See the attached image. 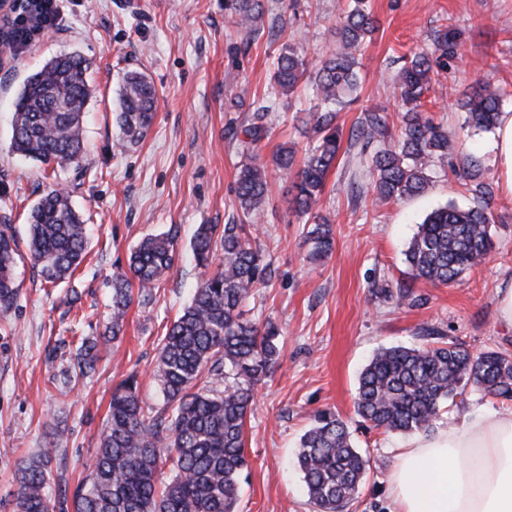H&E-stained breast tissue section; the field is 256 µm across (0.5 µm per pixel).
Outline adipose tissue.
I'll list each match as a JSON object with an SVG mask.
<instances>
[{
    "instance_id": "1",
    "label": "adipose tissue",
    "mask_w": 512,
    "mask_h": 512,
    "mask_svg": "<svg viewBox=\"0 0 512 512\" xmlns=\"http://www.w3.org/2000/svg\"><path fill=\"white\" fill-rule=\"evenodd\" d=\"M389 496L392 512H512V410L410 440Z\"/></svg>"
}]
</instances>
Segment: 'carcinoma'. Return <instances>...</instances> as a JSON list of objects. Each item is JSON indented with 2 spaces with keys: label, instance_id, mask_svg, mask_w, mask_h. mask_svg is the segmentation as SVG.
<instances>
[{
  "label": "carcinoma",
  "instance_id": "obj_1",
  "mask_svg": "<svg viewBox=\"0 0 512 512\" xmlns=\"http://www.w3.org/2000/svg\"><path fill=\"white\" fill-rule=\"evenodd\" d=\"M233 23L246 40L264 25L263 0H225ZM376 19L369 0H350L336 25L338 46L317 63L303 49L283 46L272 75V91L256 100L249 123L232 131L247 153L235 193L237 214L227 223L201 224L191 242L196 266L202 269L191 302L167 327L159 340L153 377L164 404L143 405L137 375L132 373L112 391L109 415L99 435L90 472L78 483L72 499L52 503L45 494L51 478L45 448L36 461L19 468L17 512H236L245 453V422L255 386L269 376L279 358L278 327L244 317V307L256 288L271 279L270 264L251 239L250 226L262 216L269 191L267 162L255 150L269 133L266 119L272 100L294 94L302 79L312 83L316 104L308 124L314 144L303 165L295 166V150L280 147L275 166L293 174L289 204L311 220L304 236L307 259L327 257L333 249L328 219L316 210L327 178L341 150L338 111L351 102L358 85V58ZM439 56L415 52L403 57L394 92L401 102L399 133H392L387 113L365 110L351 131V139L367 149L384 147L367 160L374 183V200L417 196L430 182L436 159L448 155V131L425 116L433 89L434 69L446 67L454 32L436 31ZM90 64L79 54H61L32 73L17 94L11 148L46 166L64 168L82 158L84 110L92 95ZM158 94L141 73L127 75L120 94L117 123L123 141H139L156 112ZM502 91L489 83L457 101L469 126L490 131L501 112ZM477 204L467 209L452 204L432 210L406 250L411 280L449 285L481 263L493 249L488 227L494 221V188L481 164L472 160L463 169ZM28 259L51 284L71 278L88 255V227L69 195L51 186L29 214ZM12 225L0 224V319L15 308L19 284L15 267L20 257ZM223 261L212 266L217 250ZM175 236L163 233L143 239L131 252L129 272L112 282V338L120 335L133 301L132 282L142 291L155 287L176 260ZM425 342L395 345L378 351L358 378L355 413L374 428L399 434L426 433L444 404L467 393L512 401V353L487 350L474 354L457 341H441L435 328L421 330ZM96 344L82 342L74 362L61 372L68 386L95 372ZM170 476L158 486L162 467ZM298 467L318 512H342L358 492L370 458L355 447L347 424L332 412L315 415L302 435Z\"/></svg>",
  "mask_w": 512,
  "mask_h": 512
}]
</instances>
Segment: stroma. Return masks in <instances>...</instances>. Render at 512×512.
<instances>
[{"label":"stroma","mask_w":512,"mask_h":512,"mask_svg":"<svg viewBox=\"0 0 512 512\" xmlns=\"http://www.w3.org/2000/svg\"><path fill=\"white\" fill-rule=\"evenodd\" d=\"M379 28L357 58V100L339 112L342 150L327 179L319 210L332 223L334 249L309 263L301 241L305 220L290 210L292 179L269 167L262 220L252 232L271 265L272 279L245 309L247 318L277 325L280 359L259 385L245 426L250 462L237 512H316L296 465L301 436L316 413L330 410L355 425L356 445L372 468L343 512H387L388 479L407 436L357 428L358 377L382 347L419 343L433 325L471 352H512V327L498 313L497 292L512 284V197L496 192L494 244L489 258L448 286L410 282L404 252L425 216L452 202L473 205L460 177L477 158L497 181L495 136L465 124L455 102L488 81L503 92L512 113V0H370ZM348 0H264V28L251 45L224 10V0H62L55 29L44 31L0 62V216L8 215L19 246H26L31 206L53 183L67 188L73 206L89 218L86 261L66 283L45 285L29 262L16 269L19 297L0 320V512H15L17 471L43 448L55 447L50 498L75 488L88 473L113 388L137 373L145 406H162L151 378L157 340L188 304L201 276L190 241L198 225L225 224L235 212V180L243 161L230 129L270 91L273 62L283 45L303 47L317 61L337 44L336 24ZM456 29L459 48L431 92L430 116L447 129L448 155L436 161L426 192L378 206L372 178L351 130L365 109L387 112L400 125L393 93L402 56L433 51L434 32ZM77 53L91 64L94 94L84 122L80 163L47 177L39 162L12 153L14 101L25 79L54 56ZM136 70L158 93L154 121L144 138L121 146L115 117L126 72ZM315 103L311 86L277 98L258 144L272 159L281 144L304 155L312 143L301 118ZM175 233L174 267L143 296H135L117 340L104 341L112 313V276L127 270L144 237ZM412 284L422 302L409 307L380 296L383 288ZM99 340L98 370L74 387L60 371L76 347L60 337ZM512 404L476 394L444 406L439 427Z\"/></svg>","instance_id":"obj_1"}]
</instances>
